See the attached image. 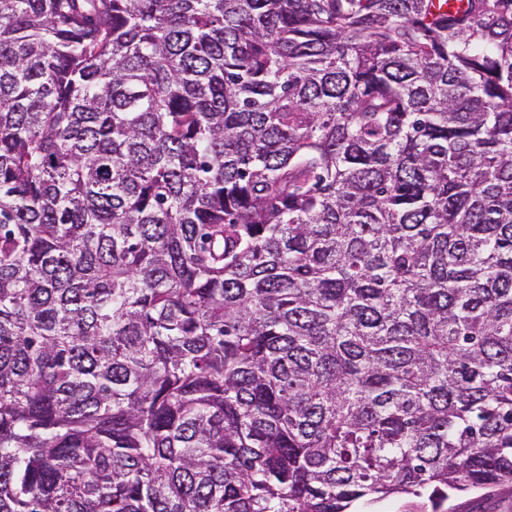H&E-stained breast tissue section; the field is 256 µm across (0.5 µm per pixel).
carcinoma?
Here are the masks:
<instances>
[{
  "label": "carcinoma",
  "mask_w": 512,
  "mask_h": 512,
  "mask_svg": "<svg viewBox=\"0 0 512 512\" xmlns=\"http://www.w3.org/2000/svg\"><path fill=\"white\" fill-rule=\"evenodd\" d=\"M506 485L512 0H0V512Z\"/></svg>",
  "instance_id": "obj_1"
}]
</instances>
